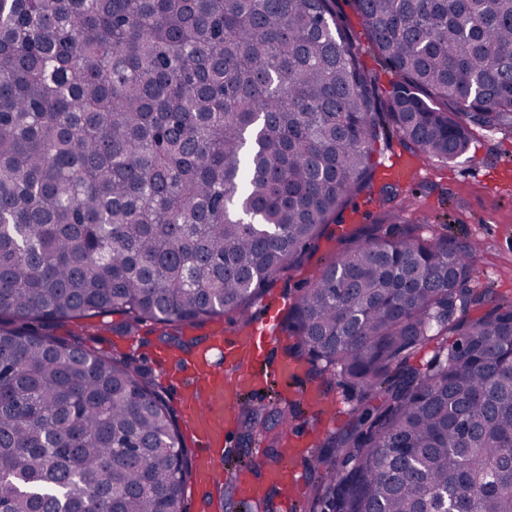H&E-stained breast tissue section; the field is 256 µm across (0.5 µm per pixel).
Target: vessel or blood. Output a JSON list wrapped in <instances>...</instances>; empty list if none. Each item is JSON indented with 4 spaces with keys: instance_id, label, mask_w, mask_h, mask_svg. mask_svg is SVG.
<instances>
[{
    "instance_id": "vessel-or-blood-1",
    "label": "vessel or blood",
    "mask_w": 512,
    "mask_h": 512,
    "mask_svg": "<svg viewBox=\"0 0 512 512\" xmlns=\"http://www.w3.org/2000/svg\"><path fill=\"white\" fill-rule=\"evenodd\" d=\"M275 331L273 323L262 321L231 338L212 336L191 360L183 363L188 383L181 403L186 422L198 438L195 473L199 483H217L214 451L224 445L225 427L231 410L238 405L241 388L257 384L250 364L265 357Z\"/></svg>"
}]
</instances>
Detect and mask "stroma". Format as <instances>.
<instances>
[{
    "mask_svg": "<svg viewBox=\"0 0 512 512\" xmlns=\"http://www.w3.org/2000/svg\"><path fill=\"white\" fill-rule=\"evenodd\" d=\"M342 14L362 50L366 67L379 76L381 83L392 78L391 70L372 49L366 39L354 0H339ZM473 154L451 163L425 162L420 177L408 184L402 218L415 225L419 234L431 236L447 233L459 241L474 246L475 285L488 287L495 297L512 298V133L507 131L478 132ZM383 212L377 199L366 195L355 197L339 218L338 226L329 228L316 248L302 264L281 274L268 286L265 294L253 305L256 320L274 318L283 324L288 308L320 276L324 266L346 246V235L363 231L381 223ZM78 332L96 338L99 347L116 349L135 357L149 366L156 384L164 391L172 409L180 407V388L172 379L175 364L169 359V344L160 338L162 328L146 323L137 335L125 336L108 330L101 318L83 319L57 328L60 337ZM304 386L320 392L328 404V412L315 417L316 406L304 403V413L290 427L300 434L305 452L293 460L296 482L290 489L272 488L268 496L253 498L243 490L244 482L262 485L263 472L272 461L264 457L247 461L237 430H230L227 449L217 458L220 492L223 506L220 512H285L286 501L305 503L311 492L307 464L320 449L324 439L349 429L351 409L359 404V391L340 384L328 385L318 380L304 379Z\"/></svg>",
    "mask_w": 512,
    "mask_h": 512,
    "instance_id": "stroma-1",
    "label": "stroma"
}]
</instances>
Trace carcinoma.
Returning <instances> with one entry per match:
<instances>
[{"mask_svg": "<svg viewBox=\"0 0 512 512\" xmlns=\"http://www.w3.org/2000/svg\"><path fill=\"white\" fill-rule=\"evenodd\" d=\"M354 2L387 88L338 0H0V512H185L152 370L56 325L246 317L355 196L392 209L387 139L448 162L512 130V0ZM474 263L374 224L289 308L312 379L380 400L302 512H512V301ZM300 413L243 404L240 437ZM340 10L349 26L351 33L362 50V60L366 67L379 76L380 82L387 85L392 79L393 75L391 70L385 65L383 60L377 55L369 44L362 26L360 19L357 15V10L353 0H339Z\"/></svg>", "mask_w": 512, "mask_h": 512, "instance_id": "cac0c4a2", "label": "carcinoma"}]
</instances>
